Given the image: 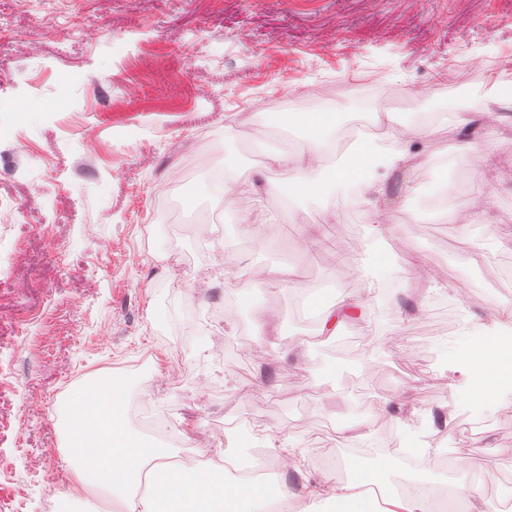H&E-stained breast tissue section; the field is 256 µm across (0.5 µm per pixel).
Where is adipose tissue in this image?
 <instances>
[{"label": "adipose tissue", "instance_id": "adipose-tissue-1", "mask_svg": "<svg viewBox=\"0 0 512 512\" xmlns=\"http://www.w3.org/2000/svg\"><path fill=\"white\" fill-rule=\"evenodd\" d=\"M299 125L307 130L305 144L299 154L279 155L278 164H292L293 175L288 183L290 197L309 194L325 195L343 188L357 195L372 193L378 184L375 174L381 168H393L405 162L407 153L396 146L397 141L414 139V129L397 134L389 121H382V130L369 140L353 141L331 164H324L323 153L330 143L329 130L336 124L332 113H302ZM498 347L488 344L485 335H472L457 358L469 381L468 395L473 403L485 402L501 386H512V361L499 358ZM346 480L322 482L320 491L331 506V512H433V504L417 487L429 480L420 474L411 478L408 486L393 492L384 507H376L371 496L372 486L392 482L398 474L394 458L384 450L376 451L373 463L363 458H345Z\"/></svg>", "mask_w": 512, "mask_h": 512}]
</instances>
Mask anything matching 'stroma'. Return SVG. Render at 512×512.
Listing matches in <instances>:
<instances>
[{"mask_svg":"<svg viewBox=\"0 0 512 512\" xmlns=\"http://www.w3.org/2000/svg\"><path fill=\"white\" fill-rule=\"evenodd\" d=\"M512 0H0V200L16 229L0 238V499L13 512H104V491L75 490L60 410L71 392L132 378L172 422L176 455L285 449L275 481L288 512H328L316 490L318 443L426 449L436 461L477 442L486 500L512 483V388L476 407L456 349L470 331L498 339L512 301ZM467 76L460 137L451 118L404 112L419 135L381 169V193L293 199L271 157L303 145L268 114L358 120L379 93L449 98L448 65ZM485 166L482 209L462 192ZM235 169L224 198L209 167ZM451 206L420 203L427 186ZM388 225L385 240L370 227ZM331 227L330 243L305 244ZM383 251L369 277L348 254ZM417 276H408L412 267ZM347 296L334 333L297 319ZM254 318L239 342V316ZM236 344V365L224 347Z\"/></svg>","mask_w":512,"mask_h":512,"instance_id":"obj_1","label":"stroma"}]
</instances>
